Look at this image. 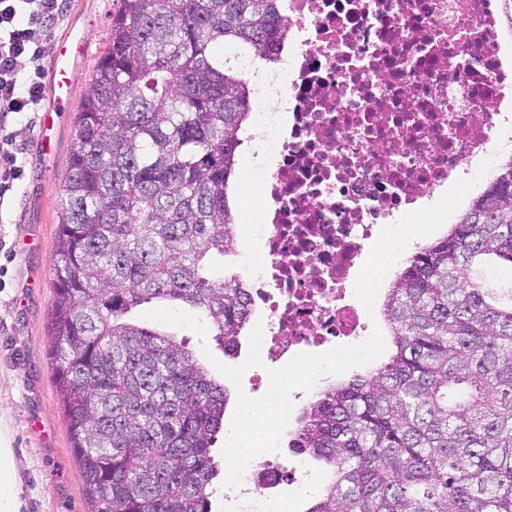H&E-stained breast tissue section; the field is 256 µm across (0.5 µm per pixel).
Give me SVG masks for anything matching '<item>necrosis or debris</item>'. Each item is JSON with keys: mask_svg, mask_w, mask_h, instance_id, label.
Returning <instances> with one entry per match:
<instances>
[{"mask_svg": "<svg viewBox=\"0 0 512 512\" xmlns=\"http://www.w3.org/2000/svg\"><path fill=\"white\" fill-rule=\"evenodd\" d=\"M293 69L275 77L288 126L263 139L252 226L266 247L244 262L263 304L258 342L286 365L325 345L365 341L350 288L379 229L466 185L492 155L512 102V42L500 0H281ZM248 512H280L278 471L254 457L227 471Z\"/></svg>", "mask_w": 512, "mask_h": 512, "instance_id": "1", "label": "necrosis or debris"}]
</instances>
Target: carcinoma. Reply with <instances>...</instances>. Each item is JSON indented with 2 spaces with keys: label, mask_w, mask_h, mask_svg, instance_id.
Instances as JSON below:
<instances>
[{
  "label": "carcinoma",
  "mask_w": 512,
  "mask_h": 512,
  "mask_svg": "<svg viewBox=\"0 0 512 512\" xmlns=\"http://www.w3.org/2000/svg\"><path fill=\"white\" fill-rule=\"evenodd\" d=\"M279 0H112L76 118L50 330L79 477L96 512H211L228 392L189 342L130 318L206 314L224 354L251 315L228 196L251 111L236 50L273 63ZM512 158L382 304L394 351L320 393L289 447L329 476L305 512H512Z\"/></svg>",
  "instance_id": "obj_1"
}]
</instances>
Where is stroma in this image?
I'll list each match as a JSON object with an SVG mask.
<instances>
[{
	"label": "stroma",
	"mask_w": 512,
	"mask_h": 512,
	"mask_svg": "<svg viewBox=\"0 0 512 512\" xmlns=\"http://www.w3.org/2000/svg\"><path fill=\"white\" fill-rule=\"evenodd\" d=\"M111 21L112 0H62L58 15L44 25L42 38L50 47L69 35L85 39L67 103L59 112L38 110L0 118V137L12 140L21 167L19 179L0 201V430L13 450L21 480V512H93L95 508L70 447L50 356V320L68 154L85 91L109 41ZM367 250L374 263L364 270L356 296L370 308L372 346L359 359L326 372L327 383L367 374L380 365L391 346L379 308L385 289L411 252L397 250L384 231ZM132 315L186 338L211 376L228 388L224 430L213 448L216 457L224 455L239 406L249 403L263 413H278L280 423L267 436L269 459L280 471H288L294 456L288 443L295 419L315 400L318 389L309 380L281 400L269 401L270 370L255 340L258 320H251L242 332L241 349L232 358L225 356L207 320L192 308L145 304Z\"/></svg>",
	"instance_id": "1"
}]
</instances>
